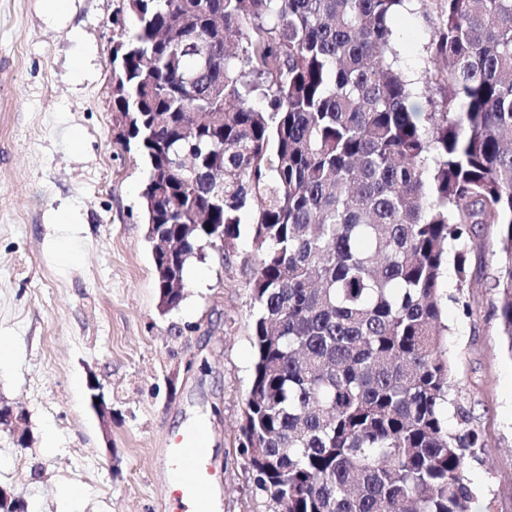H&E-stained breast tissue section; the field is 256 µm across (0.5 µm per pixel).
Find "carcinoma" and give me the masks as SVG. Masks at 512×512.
Segmentation results:
<instances>
[{
  "label": "carcinoma",
  "instance_id": "carcinoma-1",
  "mask_svg": "<svg viewBox=\"0 0 512 512\" xmlns=\"http://www.w3.org/2000/svg\"><path fill=\"white\" fill-rule=\"evenodd\" d=\"M124 2L112 131L147 167L159 311L249 224L257 488L284 512H471L480 441L450 398L440 284L469 225L497 226L512 352V0ZM403 10L432 21L417 79ZM416 84L441 92L427 112Z\"/></svg>",
  "mask_w": 512,
  "mask_h": 512
}]
</instances>
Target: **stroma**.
Here are the masks:
<instances>
[{"instance_id": "35a3bbf8", "label": "stroma", "mask_w": 512, "mask_h": 512, "mask_svg": "<svg viewBox=\"0 0 512 512\" xmlns=\"http://www.w3.org/2000/svg\"><path fill=\"white\" fill-rule=\"evenodd\" d=\"M121 5L69 0L51 22L42 0H0V342L13 346L0 400L28 412L31 431L24 447L0 431V487L29 512H173L164 450L198 424L221 475L219 512H277L240 431L254 361L251 240L193 262L184 300L159 313L147 169L113 144L112 45L133 27L113 26ZM394 26L400 65L419 76L431 24L405 11ZM496 240V226H474L465 273L448 264L442 282L451 393L483 440L465 461L478 512H512V353L488 287ZM92 376L112 405L107 435Z\"/></svg>"}]
</instances>
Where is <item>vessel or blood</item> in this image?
I'll list each match as a JSON object with an SVG mask.
<instances>
[{
	"label": "vessel or blood",
	"mask_w": 512,
	"mask_h": 512,
	"mask_svg": "<svg viewBox=\"0 0 512 512\" xmlns=\"http://www.w3.org/2000/svg\"><path fill=\"white\" fill-rule=\"evenodd\" d=\"M167 487L175 501L190 500L195 512H212L210 491L216 481L210 452L196 431L176 432L165 454Z\"/></svg>",
	"instance_id": "1"
}]
</instances>
